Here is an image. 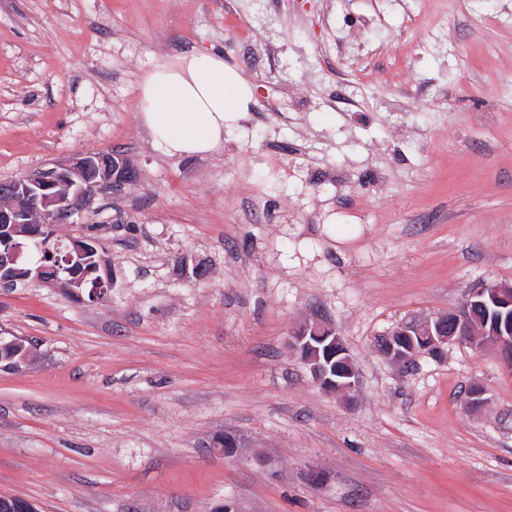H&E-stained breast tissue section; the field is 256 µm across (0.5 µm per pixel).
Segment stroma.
I'll return each mask as SVG.
<instances>
[{"mask_svg": "<svg viewBox=\"0 0 512 512\" xmlns=\"http://www.w3.org/2000/svg\"><path fill=\"white\" fill-rule=\"evenodd\" d=\"M190 51L258 86L203 158L136 115L142 75ZM84 151L136 172L56 228L95 232L111 299L0 286V327L38 343L0 369V494L42 512H512V366L464 343L408 365L377 349L512 283V0H0V182ZM315 318L353 358L351 396L288 350ZM227 429L239 457L210 449Z\"/></svg>", "mask_w": 512, "mask_h": 512, "instance_id": "35a3bbf8", "label": "stroma"}]
</instances>
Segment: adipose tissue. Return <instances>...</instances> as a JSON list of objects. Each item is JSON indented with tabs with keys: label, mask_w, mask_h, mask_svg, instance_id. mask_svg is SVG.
<instances>
[{
	"label": "adipose tissue",
	"mask_w": 512,
	"mask_h": 512,
	"mask_svg": "<svg viewBox=\"0 0 512 512\" xmlns=\"http://www.w3.org/2000/svg\"><path fill=\"white\" fill-rule=\"evenodd\" d=\"M256 103V88L223 53H188L155 65L139 84V122L168 154L206 156Z\"/></svg>",
	"instance_id": "adipose-tissue-1"
}]
</instances>
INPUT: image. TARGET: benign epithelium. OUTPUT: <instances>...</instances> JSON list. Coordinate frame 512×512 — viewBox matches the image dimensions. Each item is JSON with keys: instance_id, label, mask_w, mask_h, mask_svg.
Masks as SVG:
<instances>
[{"instance_id": "obj_1", "label": "benign epithelium", "mask_w": 512, "mask_h": 512, "mask_svg": "<svg viewBox=\"0 0 512 512\" xmlns=\"http://www.w3.org/2000/svg\"><path fill=\"white\" fill-rule=\"evenodd\" d=\"M131 178L120 155L103 156L86 151L67 164H57L23 175L0 193V283L54 281L70 296L83 297L88 276L78 265L65 270L40 257L24 259V249L44 252L47 227L68 224L85 210L96 189L112 185L118 194ZM512 313V284L484 283L470 290L465 305L434 319H413L389 333L379 343L381 353L395 363L441 351L450 342L492 349L512 360V329L504 332L502 321L476 327L472 307ZM290 348L300 356L312 379L328 393L350 391L355 382L353 359L336 330L318 320H307L290 333ZM244 447V438L231 431L215 436L212 450L226 457Z\"/></svg>"}]
</instances>
